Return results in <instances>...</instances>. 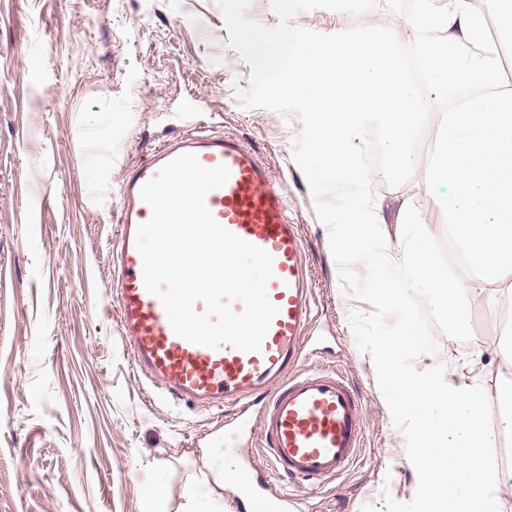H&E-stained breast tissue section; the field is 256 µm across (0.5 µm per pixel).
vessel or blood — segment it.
Instances as JSON below:
<instances>
[{"instance_id":"1","label":"vessel or blood","mask_w":512,"mask_h":512,"mask_svg":"<svg viewBox=\"0 0 512 512\" xmlns=\"http://www.w3.org/2000/svg\"><path fill=\"white\" fill-rule=\"evenodd\" d=\"M187 153L203 166L229 168L227 183L211 191L206 204L221 225L274 258L267 292L279 313L261 352L230 346L214 350L177 336L161 302L144 286L135 236L151 209L140 190ZM118 195L119 230L108 248L112 293L137 374L169 400L205 409L235 407L224 445L264 448L270 478L319 485L342 475L361 452V408L341 373L301 368L313 319L311 276L299 226L288 214L285 186L273 180L244 140L199 126L163 143L128 170Z\"/></svg>"}]
</instances>
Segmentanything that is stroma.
<instances>
[{"label": "stroma", "instance_id": "35a3bbf8", "mask_svg": "<svg viewBox=\"0 0 512 512\" xmlns=\"http://www.w3.org/2000/svg\"><path fill=\"white\" fill-rule=\"evenodd\" d=\"M299 0L283 18L275 0L247 11L311 35L371 31L401 39L399 16L365 23L361 0ZM214 0H0V512H149L154 492L167 512H251L231 485L196 487L211 468L263 474L260 448L224 449L229 408L174 403L134 370L108 295L107 244L116 230V190L128 169L171 137L189 132L171 114H203L212 131L246 140L288 188L314 294L307 369L340 370L363 406V448L340 477L311 487L277 483L295 512H401L418 493L406 448L409 412L357 346L352 311L316 217L309 185L292 159L297 114L237 102L251 69L228 45ZM415 342L447 365L470 344L448 320L416 301Z\"/></svg>", "mask_w": 512, "mask_h": 512}]
</instances>
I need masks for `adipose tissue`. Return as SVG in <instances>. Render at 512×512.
Instances as JSON below:
<instances>
[{"instance_id":"adipose-tissue-1","label":"adipose tissue","mask_w":512,"mask_h":512,"mask_svg":"<svg viewBox=\"0 0 512 512\" xmlns=\"http://www.w3.org/2000/svg\"><path fill=\"white\" fill-rule=\"evenodd\" d=\"M492 20L511 35L512 0H485L481 9L469 0H416L403 27L439 101L430 110L409 82L393 38L331 31L314 40L290 24L270 29L231 12L225 16L260 74L276 76L278 87L290 93L309 88L302 106L317 132L312 152L342 180L361 186L371 180L355 151L371 130L380 131L388 156L400 164L419 128L436 130L432 159L408 169L393 214L377 202L371 223L343 217L336 226L337 248L348 251L373 285L381 312L404 324L380 336L369 352L392 389L394 410L414 412L409 440L419 491L403 512H499V491L512 484L498 465V438L512 434V335L494 344L473 340L472 353L447 368L431 347L411 344L403 333L415 322L409 302L417 290L447 314L452 336L469 335V303L493 320L512 305V85L504 83L498 54L486 39ZM433 215L460 253L462 271L433 257ZM390 221L403 229L394 245L386 241ZM487 352L496 378L491 428L484 422L490 404L472 376ZM415 353L425 361L422 371H394L397 360ZM434 406L444 423L428 417Z\"/></svg>"}]
</instances>
